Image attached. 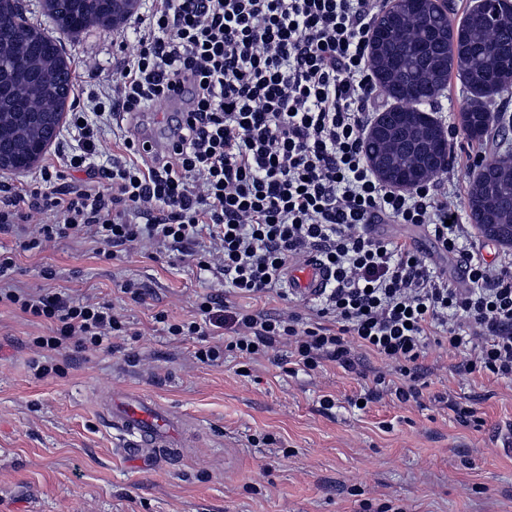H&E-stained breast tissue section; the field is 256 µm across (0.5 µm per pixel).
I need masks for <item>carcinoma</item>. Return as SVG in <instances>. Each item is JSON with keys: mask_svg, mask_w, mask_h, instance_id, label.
Segmentation results:
<instances>
[{"mask_svg": "<svg viewBox=\"0 0 512 512\" xmlns=\"http://www.w3.org/2000/svg\"><path fill=\"white\" fill-rule=\"evenodd\" d=\"M136 0H42L57 36L30 23L20 0H0V114H28L32 121L0 124V152L25 154L27 143L47 140L59 127L74 95L71 62L60 37L74 39L90 28L118 31ZM371 69L382 93L396 105L378 113L391 136V150L375 139L364 143L366 158L386 172L405 170L429 179L449 159L440 130L418 105L432 102L452 77L473 99L460 110L468 137L482 141L495 122L484 102L488 92L512 90V0L479 8L453 24L432 0H399L373 25ZM467 207L477 229L512 246V155L486 157L469 181Z\"/></svg>", "mask_w": 512, "mask_h": 512, "instance_id": "carcinoma-1", "label": "carcinoma"}]
</instances>
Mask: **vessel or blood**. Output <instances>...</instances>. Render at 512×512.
Wrapping results in <instances>:
<instances>
[{"instance_id":"b4317fda","label":"vessel or blood","mask_w":512,"mask_h":512,"mask_svg":"<svg viewBox=\"0 0 512 512\" xmlns=\"http://www.w3.org/2000/svg\"><path fill=\"white\" fill-rule=\"evenodd\" d=\"M285 280L291 293L313 299L328 282V271L315 256L300 258L289 266ZM103 416L108 426L130 435L124 448L126 457L142 456L147 448H166L179 424L146 398L126 391L110 394Z\"/></svg>"}]
</instances>
